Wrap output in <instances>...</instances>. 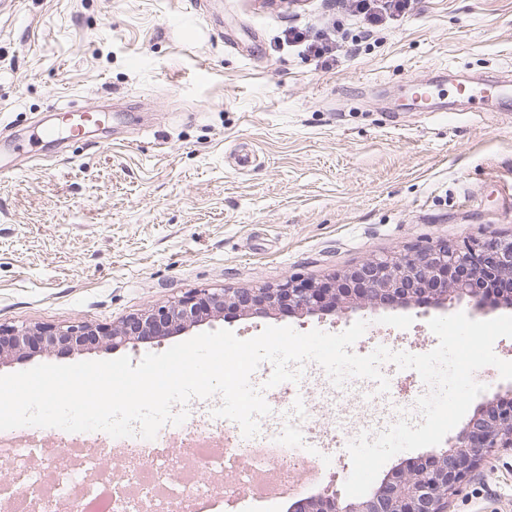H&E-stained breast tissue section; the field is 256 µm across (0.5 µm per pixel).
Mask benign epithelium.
<instances>
[{"instance_id":"7a95c632","label":"benign epithelium","mask_w":512,"mask_h":512,"mask_svg":"<svg viewBox=\"0 0 512 512\" xmlns=\"http://www.w3.org/2000/svg\"><path fill=\"white\" fill-rule=\"evenodd\" d=\"M508 284L497 299L512 306V236H485L461 245L431 243L385 258H368L316 284L299 276L242 291L201 290L171 304L132 315L112 326L90 324L66 328L0 326V361L22 357L37 346L83 351L95 344L118 348L160 341L206 321L236 316L270 315L286 310L293 316L345 313L365 308H444L467 301L484 309L481 284ZM512 405L495 395L476 410L449 439V448L419 458L386 475L367 497L344 508L336 492L297 500L289 512H448V499L478 470L493 448H511Z\"/></svg>"}]
</instances>
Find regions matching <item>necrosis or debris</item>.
I'll return each instance as SVG.
<instances>
[{
	"label": "necrosis or debris",
	"instance_id": "4bbe7bcc",
	"mask_svg": "<svg viewBox=\"0 0 512 512\" xmlns=\"http://www.w3.org/2000/svg\"><path fill=\"white\" fill-rule=\"evenodd\" d=\"M417 417L415 404H406L400 411L391 405L362 416L351 428L342 424L321 428L311 424L310 411L303 406L294 423L305 437H333L344 447L359 435L375 437L400 419L412 421ZM178 433L179 446L173 450L149 447L147 440L137 435L119 439L129 470L81 486L74 482L70 468L48 465L41 471L31 469L29 462L38 455V447L20 445L10 435L0 433V459L12 462L16 470L11 482L0 485V504H7L8 512H19L18 499H44L43 488L49 483L56 499L67 502L79 496L78 512H198L197 502L207 498L212 488L190 468V461L203 462L214 472L234 467L235 493L257 497L289 484L303 469L322 470L330 464L326 457H307L299 440L280 428L267 430L258 439L239 432L228 437L223 431L187 420Z\"/></svg>",
	"mask_w": 512,
	"mask_h": 512
}]
</instances>
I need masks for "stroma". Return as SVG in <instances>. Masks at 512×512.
I'll use <instances>...</instances> for the list:
<instances>
[{"label": "stroma", "instance_id": "obj_1", "mask_svg": "<svg viewBox=\"0 0 512 512\" xmlns=\"http://www.w3.org/2000/svg\"><path fill=\"white\" fill-rule=\"evenodd\" d=\"M332 33L326 67L288 27ZM512 70V0H414L365 34L336 0H13L0 8V324L112 325L199 290L326 281L369 257L512 235V96L499 111L409 112L433 68ZM434 80V79H433ZM102 109L72 137L63 109ZM253 151L247 167L238 154ZM437 309L228 317L187 330L250 339L268 326L435 348ZM34 351L0 375L122 356ZM319 425L365 399L309 395ZM451 512H512V448H495Z\"/></svg>", "mask_w": 512, "mask_h": 512}]
</instances>
